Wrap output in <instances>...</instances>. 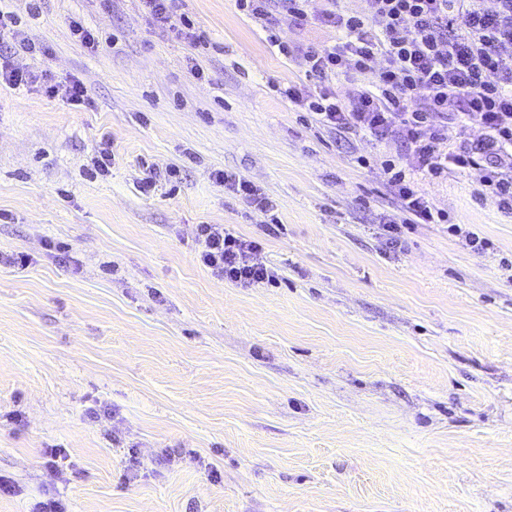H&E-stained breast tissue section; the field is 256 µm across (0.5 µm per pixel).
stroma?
I'll return each mask as SVG.
<instances>
[{"mask_svg": "<svg viewBox=\"0 0 512 512\" xmlns=\"http://www.w3.org/2000/svg\"><path fill=\"white\" fill-rule=\"evenodd\" d=\"M179 9L204 46L140 0H0L40 47L15 65L93 102L0 89V255L30 258L0 264V512H512V212L452 170L421 183L447 223L388 248L400 142L280 98L317 86L236 0ZM152 164L180 174L146 195ZM216 170L276 201V235ZM200 224L277 281L214 277Z\"/></svg>", "mask_w": 512, "mask_h": 512, "instance_id": "stroma-1", "label": "stroma"}]
</instances>
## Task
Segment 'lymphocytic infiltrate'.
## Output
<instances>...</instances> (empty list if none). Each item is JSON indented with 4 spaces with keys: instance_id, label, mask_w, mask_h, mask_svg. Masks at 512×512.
Instances as JSON below:
<instances>
[{
    "instance_id": "f902f5d3",
    "label": "lymphocytic infiltrate",
    "mask_w": 512,
    "mask_h": 512,
    "mask_svg": "<svg viewBox=\"0 0 512 512\" xmlns=\"http://www.w3.org/2000/svg\"><path fill=\"white\" fill-rule=\"evenodd\" d=\"M153 23L175 36L199 43L188 16H176L177 0H142ZM247 17L259 23L268 42L295 61L321 90L305 93L300 85L281 88L291 102H305L316 124L355 136L399 140L416 161L407 169L393 159L381 168L401 202L399 214L385 218L381 229L391 247H400L411 224H444L445 211L434 207L418 180L447 178L450 168L480 171L481 182L502 209L512 211V0H362L361 9H323L312 17L309 0H236ZM306 24L319 20L340 35L330 47L291 45L276 29V14ZM36 52L33 41L8 24L0 12V82L34 87L54 96L58 87L48 74L16 68V51ZM355 81L349 101L330 88L336 77ZM479 127L472 144L441 150L444 123ZM213 177L266 217V232L280 224L278 205L255 184L218 170ZM198 258L211 273L240 288L276 279L274 270L255 259L259 241L231 232L221 224L197 227Z\"/></svg>"
}]
</instances>
